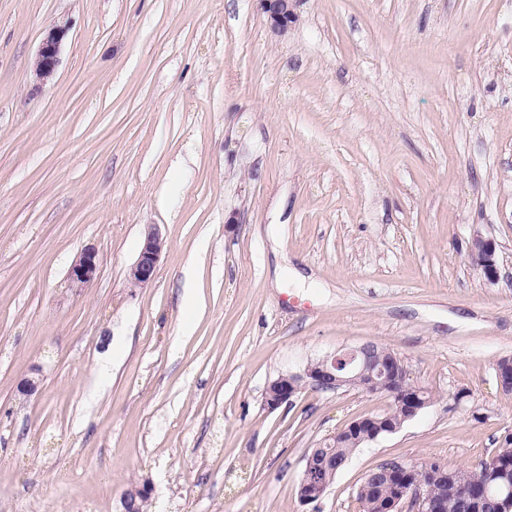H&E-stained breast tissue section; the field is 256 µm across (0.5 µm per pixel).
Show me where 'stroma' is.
Wrapping results in <instances>:
<instances>
[{
    "mask_svg": "<svg viewBox=\"0 0 512 512\" xmlns=\"http://www.w3.org/2000/svg\"><path fill=\"white\" fill-rule=\"evenodd\" d=\"M295 11L277 34L259 0H0V512H119L143 481L149 512H311L308 449L390 401L265 389L370 341L433 401L321 512H359L381 463L469 468L512 433V0ZM66 32L67 28L60 25L52 26L47 31L34 61L33 71L37 80L44 82L53 76ZM164 246V240L157 225L148 228L138 256L128 271V281L132 287L142 288L156 277L157 264ZM469 257L472 265L480 270L487 279L494 280L497 277L496 248L492 240L479 235L474 237ZM98 257L95 248L88 247L80 254L69 271V280L77 287H84L95 279Z\"/></svg>",
    "mask_w": 512,
    "mask_h": 512,
    "instance_id": "obj_1",
    "label": "stroma"
}]
</instances>
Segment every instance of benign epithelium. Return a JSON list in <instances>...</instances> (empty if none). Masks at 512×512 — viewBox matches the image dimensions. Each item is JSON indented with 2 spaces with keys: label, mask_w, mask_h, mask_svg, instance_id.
Wrapping results in <instances>:
<instances>
[{
  "label": "benign epithelium",
  "mask_w": 512,
  "mask_h": 512,
  "mask_svg": "<svg viewBox=\"0 0 512 512\" xmlns=\"http://www.w3.org/2000/svg\"><path fill=\"white\" fill-rule=\"evenodd\" d=\"M272 29L285 33L295 21L297 14L293 0H260ZM67 28L60 25L51 27L44 36L35 61L34 75L39 81L50 79L58 64L61 43ZM164 246V240L157 225L148 228L138 256L128 271V281L132 287L142 288L156 277L157 264ZM469 257L474 267L493 280L497 277L496 248L492 240L482 236L473 238ZM98 270L97 251L88 247L80 254L69 271V280L77 287H84L95 279ZM506 366L497 370L500 390L512 392V357H504ZM409 378L408 366L398 354L375 342H367L347 351H337L321 357L317 366L307 365L303 370L281 375L278 380L268 384L264 393V404L275 410L290 401L307 385L326 391H336L343 387L360 389L369 394H394L399 409L413 419L428 406L421 400L423 389L410 384L404 385ZM397 430L389 417H363L351 422L338 432V436L359 435L366 442ZM342 462L332 459H304L303 477L300 483L299 498L305 504H318L325 494V488L319 480L322 471L329 467L340 469ZM403 470L410 474L412 483L396 489L385 512H431L432 503L429 491L448 479L461 483L467 479L468 471L462 468L452 472L448 466L440 464L432 468H422L417 462H400L387 467L385 473Z\"/></svg>",
  "instance_id": "1"
}]
</instances>
